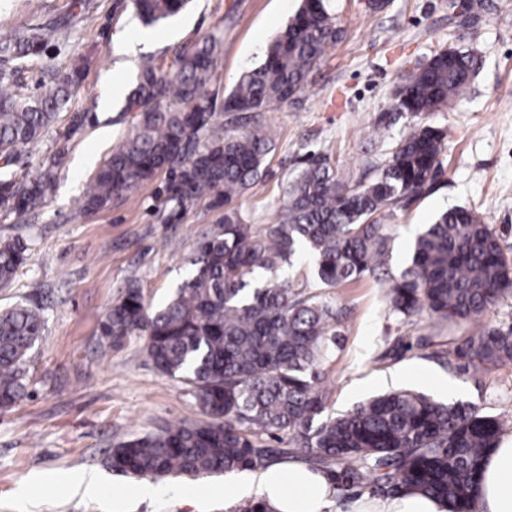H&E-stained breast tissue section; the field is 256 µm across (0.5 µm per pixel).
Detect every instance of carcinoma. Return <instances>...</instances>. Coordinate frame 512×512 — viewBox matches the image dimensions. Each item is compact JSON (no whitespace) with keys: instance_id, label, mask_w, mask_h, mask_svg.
Wrapping results in <instances>:
<instances>
[{"instance_id":"1","label":"carcinoma","mask_w":512,"mask_h":512,"mask_svg":"<svg viewBox=\"0 0 512 512\" xmlns=\"http://www.w3.org/2000/svg\"><path fill=\"white\" fill-rule=\"evenodd\" d=\"M187 0H133L147 24L178 13ZM324 0H302L272 41L264 63L245 72L224 96L228 123L253 119L239 135L207 139L215 114L209 92L220 63L214 37L177 52L164 65L143 63L126 111L135 131L97 170L83 208L98 210L121 194L164 175L161 224L179 223L207 199L224 211L221 224L198 239L191 276L168 303L151 311L139 285H128L101 324L112 346L135 333L161 373L188 385L205 416L167 425L120 444L107 466L122 475L198 476L259 468L288 452L305 454L332 477L337 494L366 480L383 496L419 493L444 512H477L478 478L497 447L503 423L471 403L445 402L412 389H394L338 416H326L325 365L341 340L343 315L328 289L375 272L386 275L392 312L406 321L433 319L417 342L457 368L484 370L512 363V327L457 335L504 298H512V262L496 230L466 207L440 213L411 247L407 265L388 271L390 225L384 213L428 191L442 170L446 133L425 122L452 105L468 85L474 56L440 49L413 73L393 111L413 124L390 149L377 177L341 179L326 154H309L285 187L286 204L271 224H246L232 203L259 181L272 140L258 116L307 88L326 50L339 39ZM43 28L0 33V170L39 144L68 85L24 100L12 91L23 66L44 50ZM58 162L32 178L0 179V209L19 215L40 206L56 180ZM30 244L0 241V287L26 264ZM315 261L314 290L279 279L291 259ZM43 308L20 303L0 311V410L25 396L24 362L44 331ZM277 432L291 449L268 444Z\"/></svg>"}]
</instances>
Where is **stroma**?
<instances>
[{"instance_id":"35a3bbf8","label":"stroma","mask_w":512,"mask_h":512,"mask_svg":"<svg viewBox=\"0 0 512 512\" xmlns=\"http://www.w3.org/2000/svg\"><path fill=\"white\" fill-rule=\"evenodd\" d=\"M70 2L0 0V28L46 29L45 52L18 79L21 96L41 94L52 76L73 65L86 67L41 143L11 168L21 181L46 157L59 156L46 204L21 216L0 210V237L20 236L32 245L25 268L0 290V310L34 299L45 315L44 332L25 361L28 394L0 411V512H242L225 499L222 474L165 476L159 483L166 493L142 499L138 479L106 465L122 442L201 418L188 386L154 368L145 336L111 347L100 326L130 283L139 284L148 306L171 297L187 277L196 241L215 227L219 212L201 200L179 223H158L155 182L94 212L84 210L83 199L89 179L134 131V115L123 106L144 61H170L195 40L216 36L222 61L208 89L227 94L264 62L301 0H190L153 26L139 21L131 0H85L75 14ZM475 2L464 23L449 12L448 0H388L375 11L364 0H326L342 39L327 50L304 92L260 115L274 147L263 178L235 203L244 222L266 224L280 213L285 184L306 154H327L342 177L372 176L408 130L402 119L377 145L368 142L396 91L438 49L461 48L474 53L475 75L454 109L428 118L447 134L443 169L431 194L387 216L390 267H405L423 225L453 207L474 208L512 258V0ZM331 295L346 320L341 345L325 366L327 412L408 387L472 403L499 417L512 435V364L462 374L426 349L386 357L392 337L426 334L431 319L400 321L383 285L370 276ZM90 474L101 483L99 495H85L79 485Z\"/></svg>"}]
</instances>
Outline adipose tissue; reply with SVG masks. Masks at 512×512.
Masks as SVG:
<instances>
[{
  "label": "adipose tissue",
  "instance_id": "obj_1",
  "mask_svg": "<svg viewBox=\"0 0 512 512\" xmlns=\"http://www.w3.org/2000/svg\"><path fill=\"white\" fill-rule=\"evenodd\" d=\"M230 487L235 499L260 501L270 512H326L336 493L326 473L295 465L273 464L244 471ZM482 512H512V439L500 440L480 473ZM351 512H440L436 502L405 494L382 499L362 497Z\"/></svg>",
  "mask_w": 512,
  "mask_h": 512
}]
</instances>
